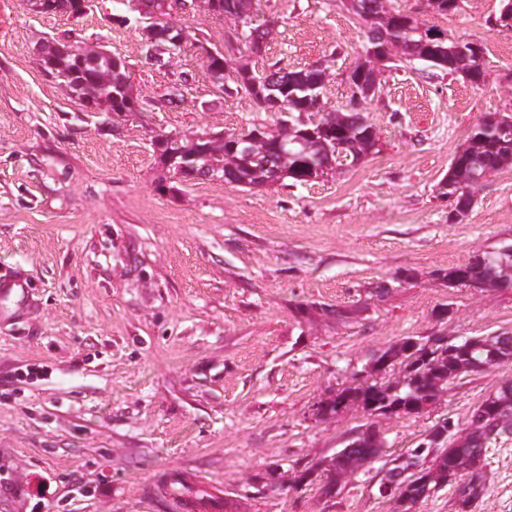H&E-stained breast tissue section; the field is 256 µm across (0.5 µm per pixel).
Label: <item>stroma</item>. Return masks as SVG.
<instances>
[{"mask_svg":"<svg viewBox=\"0 0 512 512\" xmlns=\"http://www.w3.org/2000/svg\"><path fill=\"white\" fill-rule=\"evenodd\" d=\"M501 0H427L397 9L482 43L486 80L397 61L361 109L377 151L296 186L246 189L161 179L159 134L274 126L249 95L220 96L198 51L146 64L144 20L126 0L87 15H36L0 0V269L23 268V303L0 300V512H171L168 478L217 485L210 512H393L385 462L437 421L456 430L512 364L462 376L432 409L378 416L380 458L329 499L301 472L328 460L368 420L319 401L376 351L404 337L512 332V288H451L439 271L512 245V166L452 217L439 182L489 112L512 111V30ZM260 54L233 21L181 19L205 46L256 69L327 67L329 111L350 107L344 73L364 27L340 0H260ZM51 37L98 43L133 70L141 111L112 122L46 80ZM181 96L167 99L172 87ZM42 375L26 376L28 366ZM469 512H512V439L491 445Z\"/></svg>","mask_w":512,"mask_h":512,"instance_id":"1","label":"stroma"}]
</instances>
